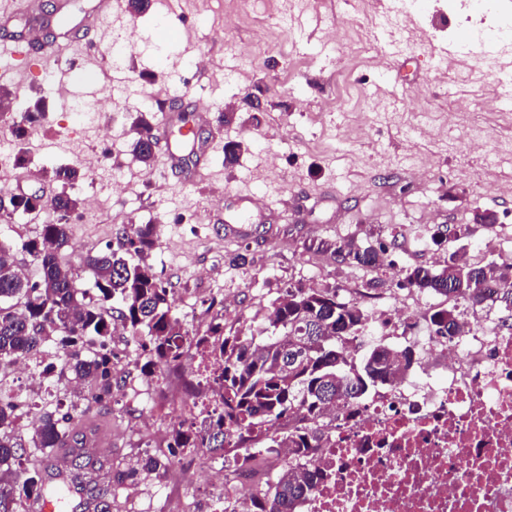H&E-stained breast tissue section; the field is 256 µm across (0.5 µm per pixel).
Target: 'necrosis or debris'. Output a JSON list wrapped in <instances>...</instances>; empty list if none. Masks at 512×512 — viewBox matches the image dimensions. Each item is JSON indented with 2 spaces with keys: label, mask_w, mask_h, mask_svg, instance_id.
Returning a JSON list of instances; mask_svg holds the SVG:
<instances>
[{
  "label": "necrosis or debris",
  "mask_w": 512,
  "mask_h": 512,
  "mask_svg": "<svg viewBox=\"0 0 512 512\" xmlns=\"http://www.w3.org/2000/svg\"><path fill=\"white\" fill-rule=\"evenodd\" d=\"M418 347V372L354 408L328 409L312 464L324 480L298 512H512V326L479 306L439 336L388 303Z\"/></svg>",
  "instance_id": "1"
}]
</instances>
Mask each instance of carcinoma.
<instances>
[{
	"label": "carcinoma",
	"mask_w": 512,
	"mask_h": 512,
	"mask_svg": "<svg viewBox=\"0 0 512 512\" xmlns=\"http://www.w3.org/2000/svg\"><path fill=\"white\" fill-rule=\"evenodd\" d=\"M46 112L37 100L24 109L13 128L21 142L26 124ZM137 138L133 151L145 166L154 162L152 124L140 114L134 121ZM62 186L86 178L78 166L51 171ZM41 206L52 212L38 233L22 244L36 266L35 276L19 273L11 247L0 243V365L18 358L37 362L45 355L54 361L42 374L55 385L75 382L68 404L50 393L41 399L39 430L22 425L31 407L0 399V512H20L30 500L56 498L68 505V495L85 493L82 512H112L117 485L112 466L95 462V430H76L92 405L105 406L124 378L118 375L112 353V328L120 322L136 347L147 356L144 375L180 363L189 350L206 355L214 365L209 376L212 400L200 426L179 427L169 438V457L145 455L118 476L121 482L141 481L172 463L191 448H224L231 443L244 449L233 467L248 464L255 455L274 448H290L294 458L251 498L244 512H294L297 503L316 484L309 454L321 441L312 422L329 406H350L366 400L379 387L402 382L414 364L410 347L394 349L376 343L363 355L353 346L369 324L367 312L340 298L339 289L290 287L272 304L266 323L247 331H224V316L214 315L205 329L193 333L173 312L169 288L152 268L134 258L155 249L154 224L132 225L122 230L117 246L74 262L68 253L69 218L78 201L66 191L51 200L40 196L3 199L0 213L23 215ZM465 237L462 227L434 229L432 242L441 245ZM308 249L330 251L339 264L366 270L383 266L386 247L364 245L354 238L332 243L312 241ZM88 276L93 290L77 287ZM407 288L443 296L448 307L429 313L433 332L452 336L458 327L457 306L485 302L497 311L512 312V260L486 264L471 262L461 250L449 253L441 268L413 265L405 269ZM293 423L278 437L262 439L278 423ZM67 449L70 461L55 466L51 452Z\"/></svg>",
	"instance_id": "cac0c4a2"
}]
</instances>
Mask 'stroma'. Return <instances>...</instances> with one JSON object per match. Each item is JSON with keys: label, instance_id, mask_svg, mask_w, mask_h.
<instances>
[{"label": "stroma", "instance_id": "35a3bbf8", "mask_svg": "<svg viewBox=\"0 0 512 512\" xmlns=\"http://www.w3.org/2000/svg\"><path fill=\"white\" fill-rule=\"evenodd\" d=\"M36 20L0 21V43L27 38L33 23L51 38L61 20H76L89 0H39ZM486 17H455L448 0H424L417 30L394 32L373 0H324L303 8L300 0H151L144 16L106 21L97 36L99 65L109 68L112 94L96 118L81 123L59 95L97 97L98 82L81 72L76 53L63 84L35 72L16 97L48 105L33 134L17 143L11 132L20 115L0 112V133L9 152L24 150L25 167L0 165V186L51 199L61 186L49 169L80 165L107 154L106 168L89 172L70 188L80 208L70 221V250L93 254L116 244L123 228L154 224L158 246L146 264L170 285L177 316L214 297L226 304L225 328L262 322L288 287L402 295L403 270L441 266L447 246L424 243L427 230L467 224L465 252L487 262L486 230L475 213L495 217V229L512 237V156L496 146L512 142V107L489 105L499 94L490 65L512 51V36L499 35L512 0H495ZM280 13L286 26L274 29ZM498 34L495 47L481 45ZM470 45H462L463 36ZM466 48L464 63L438 71L432 50ZM230 110L231 123L212 140L210 178L186 186L161 163L145 169L134 157L132 121L167 106ZM479 128L488 147L472 153L470 132ZM241 145L238 164L224 166V145ZM99 210L85 214L88 198ZM37 223L26 216L0 217V243L12 247L20 267L32 268L22 243ZM352 237L387 247L380 270L337 264L331 254L309 252L314 239ZM117 369L126 379L108 407L96 409L94 455L124 467L148 453L181 423L201 419L194 409L189 371L163 368L152 379L126 337L112 339ZM234 448L206 456L184 453L163 480L147 478L144 497L119 498L112 512H185L193 500L221 497L216 481Z\"/></svg>", "mask_w": 512, "mask_h": 512}]
</instances>
